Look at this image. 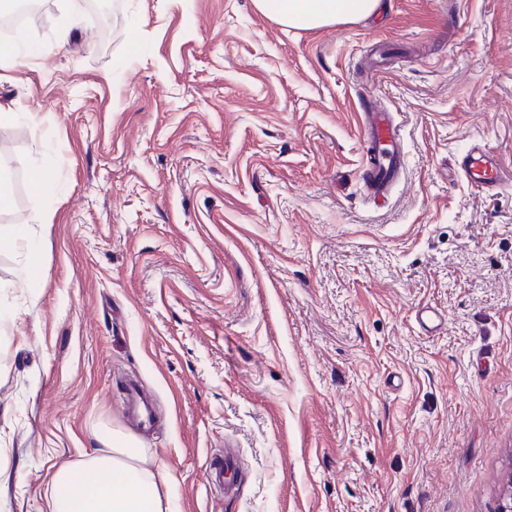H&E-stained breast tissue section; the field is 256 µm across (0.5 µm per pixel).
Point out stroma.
<instances>
[{"mask_svg":"<svg viewBox=\"0 0 512 512\" xmlns=\"http://www.w3.org/2000/svg\"><path fill=\"white\" fill-rule=\"evenodd\" d=\"M106 2L104 42L84 0L0 32V171L53 175L22 197L29 238L0 243V512H47L103 424L170 468L174 512H494L512 185L487 195L458 161L481 144L512 167V0H381L312 31L252 0ZM368 93L405 150L381 205ZM131 384L154 433L120 410ZM228 448L231 495L205 477Z\"/></svg>","mask_w":512,"mask_h":512,"instance_id":"1","label":"stroma"}]
</instances>
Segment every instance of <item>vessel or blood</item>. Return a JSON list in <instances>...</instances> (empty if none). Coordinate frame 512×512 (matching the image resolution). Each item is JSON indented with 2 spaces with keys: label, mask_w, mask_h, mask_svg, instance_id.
Instances as JSON below:
<instances>
[{
  "label": "vessel or blood",
  "mask_w": 512,
  "mask_h": 512,
  "mask_svg": "<svg viewBox=\"0 0 512 512\" xmlns=\"http://www.w3.org/2000/svg\"><path fill=\"white\" fill-rule=\"evenodd\" d=\"M361 129L368 145L367 172L364 177L366 195L373 201L388 199L404 169V148L400 129L392 113L381 110L373 99L361 103ZM461 170L466 179L493 193L512 181V171L505 170L498 158L481 145H473ZM126 410L140 422L142 429H150L154 422L152 403L138 388H130L124 399ZM239 470V459L232 451H225L221 462L210 463L209 478L213 484L231 487Z\"/></svg>",
  "instance_id": "b4317fda"
}]
</instances>
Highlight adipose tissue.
Returning <instances> with one entry per match:
<instances>
[{
	"instance_id": "adipose-tissue-1",
	"label": "adipose tissue",
	"mask_w": 512,
	"mask_h": 512,
	"mask_svg": "<svg viewBox=\"0 0 512 512\" xmlns=\"http://www.w3.org/2000/svg\"><path fill=\"white\" fill-rule=\"evenodd\" d=\"M255 9L284 26L318 29L365 19L379 0H253ZM97 445L55 469L48 512H173L169 470L150 462L140 441L104 426Z\"/></svg>"
}]
</instances>
